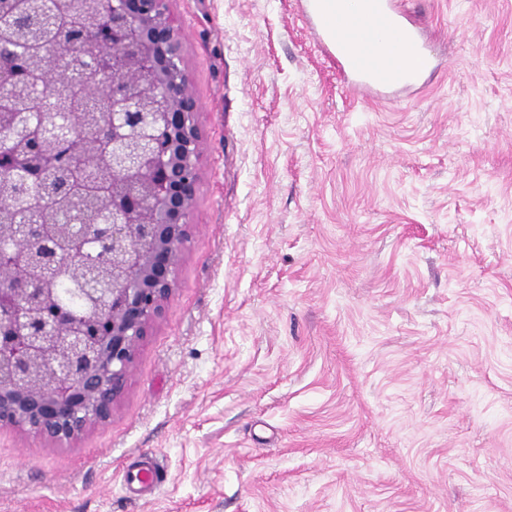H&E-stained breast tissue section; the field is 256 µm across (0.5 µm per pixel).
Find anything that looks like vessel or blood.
I'll return each instance as SVG.
<instances>
[{"label": "vessel or blood", "instance_id": "obj_1", "mask_svg": "<svg viewBox=\"0 0 512 512\" xmlns=\"http://www.w3.org/2000/svg\"><path fill=\"white\" fill-rule=\"evenodd\" d=\"M299 13L352 97L394 102L419 91L439 65L404 0H299Z\"/></svg>", "mask_w": 512, "mask_h": 512}]
</instances>
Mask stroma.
I'll use <instances>...</instances> for the list:
<instances>
[{"mask_svg": "<svg viewBox=\"0 0 512 512\" xmlns=\"http://www.w3.org/2000/svg\"><path fill=\"white\" fill-rule=\"evenodd\" d=\"M405 3L441 70L388 104L297 0H169L205 142L176 289L108 424L0 431V512H512V0Z\"/></svg>", "mask_w": 512, "mask_h": 512, "instance_id": "obj_1", "label": "stroma"}]
</instances>
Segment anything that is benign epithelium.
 Here are the masks:
<instances>
[{
	"mask_svg": "<svg viewBox=\"0 0 512 512\" xmlns=\"http://www.w3.org/2000/svg\"><path fill=\"white\" fill-rule=\"evenodd\" d=\"M96 27L78 41L62 37L74 63L102 71L122 109L112 113L115 183L142 170L152 190L141 199L112 191V253L130 255L112 281V309L83 326L60 307L34 316L38 289L11 273L30 261L28 245L39 225L16 213L0 224L12 245L0 249V430L57 444L80 439L112 419L125 394L138 349L165 313L175 272L188 242L200 182L204 139L200 104L183 54V32L169 0H97ZM42 95L0 61V132L21 139L24 109Z\"/></svg>",
	"mask_w": 512,
	"mask_h": 512,
	"instance_id": "1",
	"label": "benign epithelium"
}]
</instances>
